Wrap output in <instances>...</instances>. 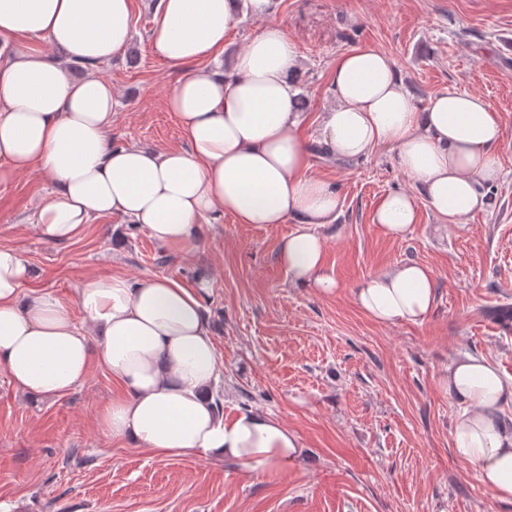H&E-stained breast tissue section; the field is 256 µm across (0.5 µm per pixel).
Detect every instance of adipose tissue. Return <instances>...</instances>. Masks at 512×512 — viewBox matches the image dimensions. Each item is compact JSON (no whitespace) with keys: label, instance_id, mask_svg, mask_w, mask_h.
Returning <instances> with one entry per match:
<instances>
[{"label":"adipose tissue","instance_id":"1","mask_svg":"<svg viewBox=\"0 0 512 512\" xmlns=\"http://www.w3.org/2000/svg\"><path fill=\"white\" fill-rule=\"evenodd\" d=\"M258 32L230 71L210 68L236 28L237 0H159L155 50L189 73L168 94L185 139L181 148L112 142L119 106L96 72L129 46L131 0H0V185L38 170L52 198L31 218L52 242L71 239L101 216L147 227L159 244L197 247L204 225L289 224L277 261L291 283L321 296L341 285L325 262L319 229L341 212L336 185L313 173L317 152L353 160L385 147L413 189L386 194L371 221L402 239L418 222V201L448 224L488 210L502 171L503 127L477 95L454 90L418 108L395 62L370 46L340 53L332 68L336 103L308 132L294 111L303 69L271 0H250ZM60 49L56 60L40 41ZM88 66L70 78L65 63ZM21 252L0 246V368L30 395L67 394L99 362L122 389L101 412L111 440L158 453L201 454L252 471L299 465V435L268 412L225 418L214 404L220 374L200 292L168 277L87 280L77 302L84 331L53 292L31 287ZM433 273L417 262L366 277L352 289L358 308L380 324L425 323L436 306ZM461 405L450 431L455 456L473 465L501 502H512V373L463 353L441 378Z\"/></svg>","mask_w":512,"mask_h":512}]
</instances>
